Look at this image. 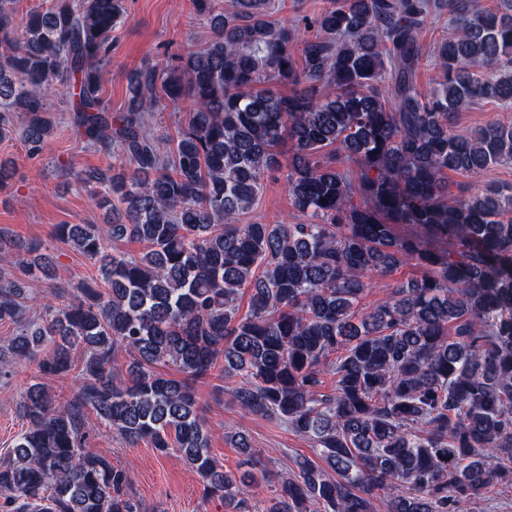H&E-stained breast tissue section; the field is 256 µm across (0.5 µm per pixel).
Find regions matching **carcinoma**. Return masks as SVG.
<instances>
[{
	"label": "carcinoma",
	"instance_id": "cac0c4a2",
	"mask_svg": "<svg viewBox=\"0 0 512 512\" xmlns=\"http://www.w3.org/2000/svg\"><path fill=\"white\" fill-rule=\"evenodd\" d=\"M15 3L0 0V137L22 112L23 139L43 145L62 88L78 134L116 147L120 166L80 176L112 222L58 227L95 260L79 295L36 314L21 281L0 274V323L16 326L0 375L38 366L19 403L27 428L0 460L5 512H145L127 471L92 446L90 412L128 444L179 457L230 512H462L512 484V183L448 194V172L478 178L512 162V125L453 133L476 100L512 106V0H327L297 55L267 0L230 12L194 0L214 37L134 73L115 115L99 74L122 0H56L23 16ZM440 4L455 33L435 48L444 79L424 95L420 32ZM287 83L298 89L283 95ZM162 98L190 102L174 142L145 131ZM336 145L357 177L337 168ZM281 168L306 222L240 223ZM395 224H421L432 242L400 240ZM111 238L141 249L107 253ZM27 253L31 271L56 278ZM411 262L422 276L357 311L370 275ZM77 351L81 381L62 403L51 383ZM215 372L237 378L243 412L314 449L262 510L256 473L211 455L196 383ZM235 442L265 471L245 436Z\"/></svg>",
	"mask_w": 512,
	"mask_h": 512
}]
</instances>
